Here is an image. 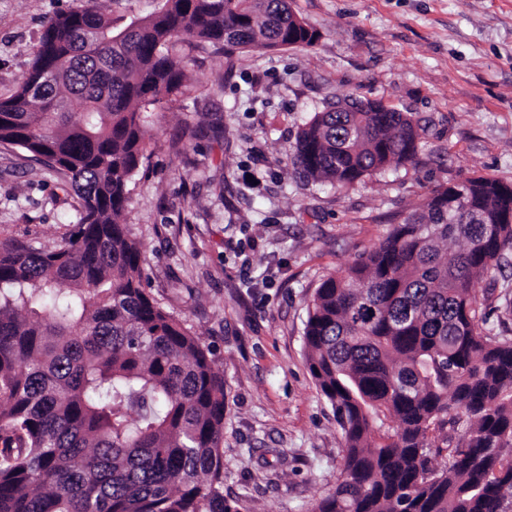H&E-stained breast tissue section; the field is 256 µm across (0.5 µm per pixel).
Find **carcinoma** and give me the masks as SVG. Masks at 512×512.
<instances>
[{"mask_svg":"<svg viewBox=\"0 0 512 512\" xmlns=\"http://www.w3.org/2000/svg\"><path fill=\"white\" fill-rule=\"evenodd\" d=\"M288 0H153L118 27L109 0L50 18L0 144L70 178L63 244L0 243V512H238L224 497V373L201 336L144 286L124 224L155 145L149 113L188 90L192 53L309 47ZM316 112L292 163L347 188L416 164L409 112ZM512 186L438 189L316 288L306 364L343 440V474L315 512H507L512 336L473 290L512 267ZM449 242L464 246L451 254ZM443 463L437 465L435 458Z\"/></svg>","mask_w":512,"mask_h":512,"instance_id":"1","label":"carcinoma"}]
</instances>
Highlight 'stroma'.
<instances>
[{"mask_svg":"<svg viewBox=\"0 0 512 512\" xmlns=\"http://www.w3.org/2000/svg\"><path fill=\"white\" fill-rule=\"evenodd\" d=\"M88 0H0V98L48 18ZM306 49L208 48L190 89L150 115L156 146L125 207L150 294L213 347L224 372V495L238 512H314L340 479L342 437L309 373L315 289L341 275L433 190L512 185V0H292ZM412 113L416 166L348 189L297 178L298 132L344 98ZM74 191L39 157L0 145V240L60 244Z\"/></svg>","mask_w":512,"mask_h":512,"instance_id":"1","label":"stroma"}]
</instances>
